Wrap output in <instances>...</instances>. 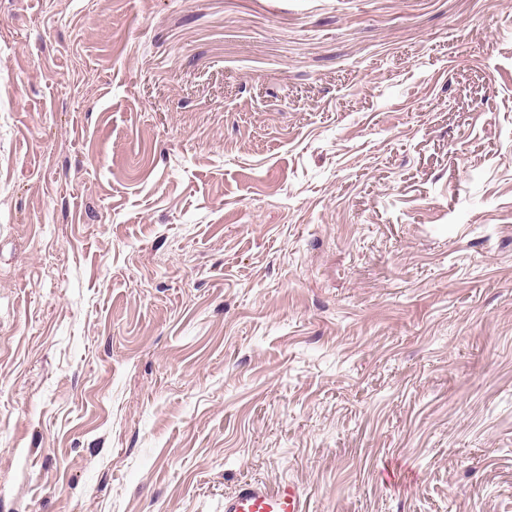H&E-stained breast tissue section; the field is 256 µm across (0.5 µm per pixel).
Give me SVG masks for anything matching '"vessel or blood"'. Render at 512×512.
Returning a JSON list of instances; mask_svg holds the SVG:
<instances>
[{
    "instance_id": "1",
    "label": "vessel or blood",
    "mask_w": 512,
    "mask_h": 512,
    "mask_svg": "<svg viewBox=\"0 0 512 512\" xmlns=\"http://www.w3.org/2000/svg\"><path fill=\"white\" fill-rule=\"evenodd\" d=\"M224 512H306L305 496L289 480L273 488L262 482L247 481L225 496Z\"/></svg>"
}]
</instances>
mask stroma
<instances>
[{
  "instance_id": "1",
  "label": "stroma",
  "mask_w": 512,
  "mask_h": 512,
  "mask_svg": "<svg viewBox=\"0 0 512 512\" xmlns=\"http://www.w3.org/2000/svg\"><path fill=\"white\" fill-rule=\"evenodd\" d=\"M512 512V0H0V512ZM301 488L288 480L274 488L263 482L240 483L224 497V512H305Z\"/></svg>"
}]
</instances>
